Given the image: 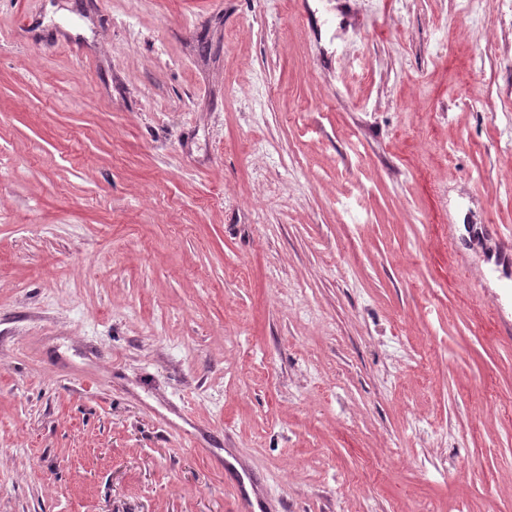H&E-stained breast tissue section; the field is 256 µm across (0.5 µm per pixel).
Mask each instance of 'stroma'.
Listing matches in <instances>:
<instances>
[{
  "label": "stroma",
  "instance_id": "obj_1",
  "mask_svg": "<svg viewBox=\"0 0 512 512\" xmlns=\"http://www.w3.org/2000/svg\"><path fill=\"white\" fill-rule=\"evenodd\" d=\"M504 21L0 0V512H512Z\"/></svg>",
  "mask_w": 512,
  "mask_h": 512
}]
</instances>
